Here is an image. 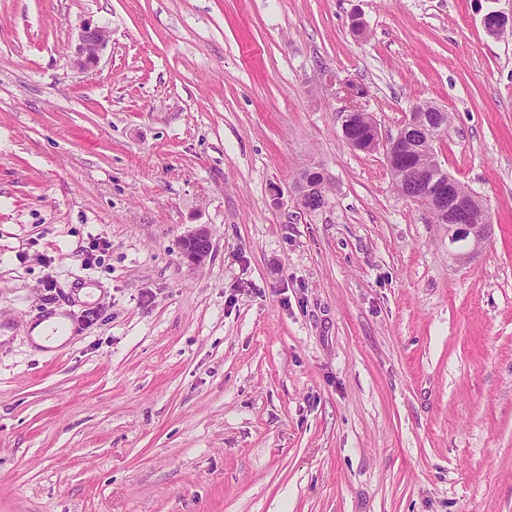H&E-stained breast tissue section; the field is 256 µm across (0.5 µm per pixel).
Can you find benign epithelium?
Listing matches in <instances>:
<instances>
[{
  "label": "benign epithelium",
  "instance_id": "benign-epithelium-1",
  "mask_svg": "<svg viewBox=\"0 0 512 512\" xmlns=\"http://www.w3.org/2000/svg\"><path fill=\"white\" fill-rule=\"evenodd\" d=\"M108 41L109 32L105 28L90 24L84 26L79 35L74 66L83 71L95 68ZM346 96L348 106L340 112L344 132L362 122L366 115L359 104V99L362 98L359 89L346 90ZM435 111L439 112L441 119L432 122L427 114L413 110L397 135L387 140L380 138L379 131H374L370 150L383 151L391 173L397 176L407 174L422 184L424 191L419 195L409 196V199L431 215L434 223L448 226V241L452 244L462 243L455 256L465 262L488 240L491 224L486 211L476 208L475 195L448 174L435 150L423 154L416 165L411 164L406 156V130L423 126L428 140L433 143L447 129L448 123L442 119L446 111L440 107L435 108ZM210 252L211 239L205 228L200 227L186 236L184 257L188 262L201 265L205 263Z\"/></svg>",
  "mask_w": 512,
  "mask_h": 512
}]
</instances>
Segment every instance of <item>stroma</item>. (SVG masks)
Masks as SVG:
<instances>
[{
	"mask_svg": "<svg viewBox=\"0 0 512 512\" xmlns=\"http://www.w3.org/2000/svg\"><path fill=\"white\" fill-rule=\"evenodd\" d=\"M490 10L512 0H0V512H512ZM88 23L110 40L81 71ZM347 83L385 139L448 112L435 148L492 224L469 261L347 144ZM211 252V239L208 231L200 227L188 234L184 243V257L193 265L205 263ZM62 321V316L55 315L39 322L32 333L36 344L40 347H54L61 344L66 339V336L53 334V329L59 327Z\"/></svg>",
	"mask_w": 512,
	"mask_h": 512,
	"instance_id": "obj_1",
	"label": "stroma"
}]
</instances>
